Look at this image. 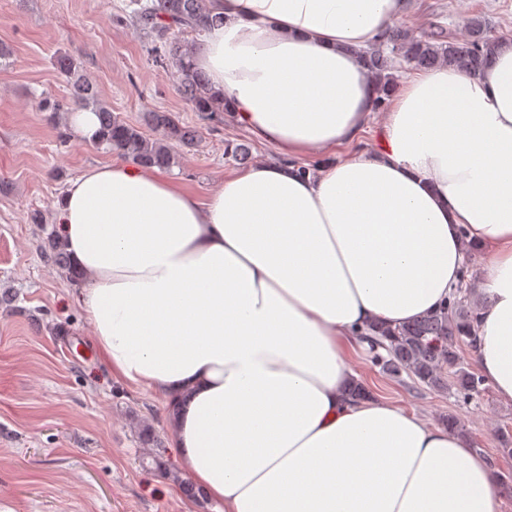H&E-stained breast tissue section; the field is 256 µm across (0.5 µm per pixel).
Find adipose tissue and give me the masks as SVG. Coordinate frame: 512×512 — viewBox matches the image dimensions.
I'll use <instances>...</instances> for the list:
<instances>
[{"label": "adipose tissue", "instance_id": "obj_1", "mask_svg": "<svg viewBox=\"0 0 512 512\" xmlns=\"http://www.w3.org/2000/svg\"><path fill=\"white\" fill-rule=\"evenodd\" d=\"M404 5L210 0L224 22L193 62L274 159L204 201L118 161L60 201L99 358L175 403L181 468L224 512H501L463 437L349 393L348 347L444 306L469 241L488 256L472 350L512 403V44L477 76L410 72L379 147L329 155L374 111L356 51Z\"/></svg>", "mask_w": 512, "mask_h": 512}]
</instances>
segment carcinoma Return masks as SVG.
<instances>
[{"label": "carcinoma", "mask_w": 512, "mask_h": 512, "mask_svg": "<svg viewBox=\"0 0 512 512\" xmlns=\"http://www.w3.org/2000/svg\"><path fill=\"white\" fill-rule=\"evenodd\" d=\"M128 21L150 45L152 62L176 67L180 93L193 110L208 118L224 116V104L213 95L209 81L192 59L191 47L180 43L178 35L184 32L201 35L224 19L212 13L209 0H130ZM468 38L445 41L435 32L420 38L395 25L378 44L359 53L366 72L376 85V109L388 105L397 88L393 74L394 63L401 61L415 69H429L441 64L478 74L490 64L501 39L491 34L485 22L473 17L468 21ZM59 69L72 78L71 99L52 101L44 99L40 106L45 111L68 114L75 109L95 112L101 130L98 143L111 152L128 156L138 164L153 168H169L176 163L175 148L191 147L196 135L171 113L154 110L147 114L146 124L163 133L152 139L141 128L127 123L112 113V108L101 98L93 85L79 72L77 62L69 55L57 58ZM46 261L69 271L71 278H82L69 258L61 237L54 234L41 246ZM475 307L455 297L435 312L420 316L398 328L372 324L360 339L370 344L373 363L394 375L406 372L421 383L442 389L448 386L445 371L454 370V386L459 395L469 400L480 392L482 378L460 367L457 348L474 341Z\"/></svg>", "instance_id": "obj_1"}]
</instances>
